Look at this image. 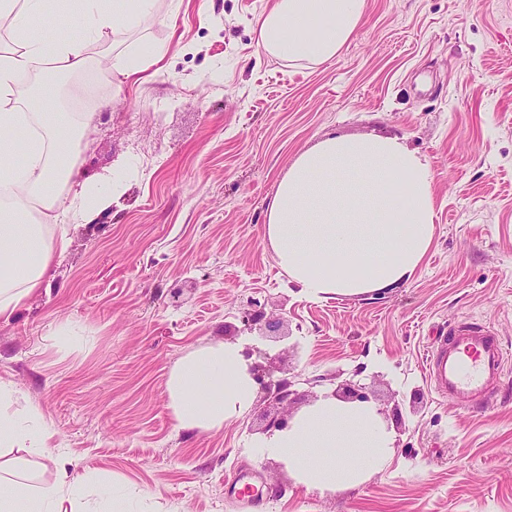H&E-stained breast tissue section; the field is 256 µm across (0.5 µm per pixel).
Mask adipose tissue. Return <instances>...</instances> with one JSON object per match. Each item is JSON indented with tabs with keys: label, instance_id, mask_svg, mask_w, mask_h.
<instances>
[{
	"label": "adipose tissue",
	"instance_id": "obj_1",
	"mask_svg": "<svg viewBox=\"0 0 512 512\" xmlns=\"http://www.w3.org/2000/svg\"><path fill=\"white\" fill-rule=\"evenodd\" d=\"M157 2L80 0L79 27L48 41L38 25L52 0H0V24L12 36L0 52V320L46 287L55 256L70 245L71 226L94 223L135 173L123 163L103 178L79 181L73 151L91 118L77 124L67 112L29 111L18 103L17 80L44 62L62 73L85 70L92 45L122 42L157 21ZM366 7L367 0H272L258 19L259 42L275 58L326 63L358 30ZM266 212L265 238L278 265L316 298L406 282L434 236L430 172L393 137L324 139L290 164ZM166 388L184 430L221 429L246 415L256 398L237 343L192 350ZM20 397L0 380V512H109L116 487L92 489L74 476L70 460L55 454L40 410L17 408ZM393 444L373 406L328 396L252 447L284 463L297 482L340 492L381 470Z\"/></svg>",
	"mask_w": 512,
	"mask_h": 512
}]
</instances>
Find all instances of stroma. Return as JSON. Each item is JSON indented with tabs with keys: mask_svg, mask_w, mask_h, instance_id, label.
<instances>
[{
	"mask_svg": "<svg viewBox=\"0 0 512 512\" xmlns=\"http://www.w3.org/2000/svg\"><path fill=\"white\" fill-rule=\"evenodd\" d=\"M268 0H159L131 44L167 46L129 83L93 46L95 120L86 175L139 171L111 210L72 232L47 288L0 320V379L42 413L67 456L137 492L115 512H240L226 478L262 491L259 512H512V372L490 407L439 399L423 370L436 333L491 325L512 352V0H367L347 47L320 65L268 56ZM396 137L429 166L431 247L396 288L316 299L264 240L265 209L302 152L331 136ZM281 335L246 328L250 300ZM75 335L61 345L55 328ZM220 341L292 381L299 414L362 387L394 434L386 466L322 493L247 453L265 416L177 428L166 381Z\"/></svg>",
	"mask_w": 512,
	"mask_h": 512,
	"instance_id": "35a3bbf8",
	"label": "stroma"
}]
</instances>
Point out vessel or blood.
<instances>
[{
	"label": "vessel or blood",
	"instance_id": "obj_1",
	"mask_svg": "<svg viewBox=\"0 0 512 512\" xmlns=\"http://www.w3.org/2000/svg\"><path fill=\"white\" fill-rule=\"evenodd\" d=\"M511 357L489 327L462 323L434 338L424 365L439 398L486 404Z\"/></svg>",
	"mask_w": 512,
	"mask_h": 512
}]
</instances>
